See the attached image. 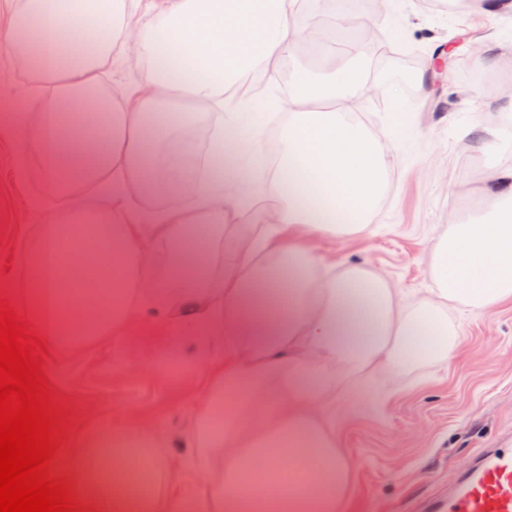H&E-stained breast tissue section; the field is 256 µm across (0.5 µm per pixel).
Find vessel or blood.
Segmentation results:
<instances>
[{
    "label": "vessel or blood",
    "mask_w": 512,
    "mask_h": 512,
    "mask_svg": "<svg viewBox=\"0 0 512 512\" xmlns=\"http://www.w3.org/2000/svg\"><path fill=\"white\" fill-rule=\"evenodd\" d=\"M444 512H512V448L480 449L470 474L449 494Z\"/></svg>",
    "instance_id": "vessel-or-blood-1"
}]
</instances>
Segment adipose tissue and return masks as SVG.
<instances>
[{
	"label": "adipose tissue",
	"instance_id": "obj_1",
	"mask_svg": "<svg viewBox=\"0 0 512 512\" xmlns=\"http://www.w3.org/2000/svg\"><path fill=\"white\" fill-rule=\"evenodd\" d=\"M313 2L17 0L10 16L5 44L39 111L0 123V137L15 139L19 174L63 202L24 257L27 320L74 353L175 312L211 373L181 453L152 457L163 491L134 497L117 479L103 493L86 465L102 440L73 461L101 512H349L340 424L390 392L337 397L341 369L447 361L449 310L512 301V167L484 179L490 215L426 238L424 306L366 266L323 269L303 246L369 231L391 156L355 109L369 90L362 62L243 91L294 59ZM128 64L134 77L106 89L104 71ZM76 275L112 303L63 296ZM189 461L205 475L193 500L179 486Z\"/></svg>",
	"mask_w": 512,
	"mask_h": 512
}]
</instances>
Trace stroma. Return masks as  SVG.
<instances>
[{
	"instance_id": "35a3bbf8",
	"label": "stroma",
	"mask_w": 512,
	"mask_h": 512,
	"mask_svg": "<svg viewBox=\"0 0 512 512\" xmlns=\"http://www.w3.org/2000/svg\"><path fill=\"white\" fill-rule=\"evenodd\" d=\"M493 18L479 8L452 11L446 0H356L342 23L347 44L335 46L337 67L363 58L380 70L388 59L410 67L358 102L364 123L402 127L388 188L373 232L343 243L311 238L325 266L364 264L387 275L409 303L425 304L428 258L423 241L456 216L489 210L481 190L487 172L512 166V0ZM457 41L444 73L428 63L438 47ZM34 104L30 81L0 47V120ZM479 130L461 131L470 121ZM13 140L0 138V282L23 310V255L34 248L54 208L36 206L42 183L18 175ZM459 322V348L448 365L419 362L396 378L378 414L354 413L341 446L354 463L352 512H425L426 502L451 488L474 453L512 436V303L478 314L449 311ZM43 373L68 428L49 466L70 480L73 459L97 432L138 425L155 430L176 451L204 395L210 371L179 345L177 332L156 336L134 324L99 337L72 356L48 345Z\"/></svg>"
}]
</instances>
